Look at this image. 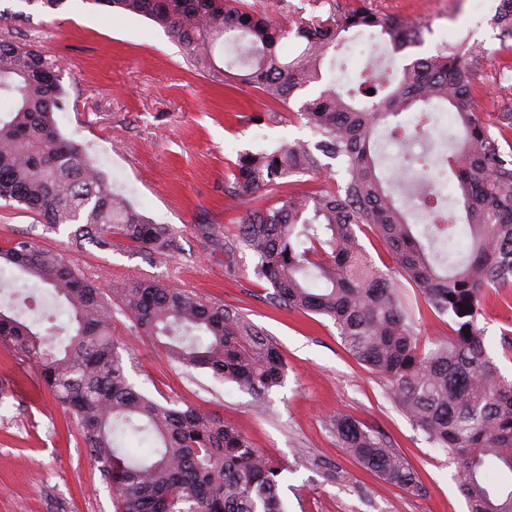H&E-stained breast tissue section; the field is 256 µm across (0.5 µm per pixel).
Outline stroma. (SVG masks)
<instances>
[{"mask_svg":"<svg viewBox=\"0 0 512 512\" xmlns=\"http://www.w3.org/2000/svg\"><path fill=\"white\" fill-rule=\"evenodd\" d=\"M373 8L423 25L419 44L394 50L387 39L362 34L325 59L322 83L297 92L298 111L322 84L353 88L362 53L384 48L394 72L413 59L437 54L459 40L487 51L477 96L487 123L512 98V50L503 46L494 16L500 0H371ZM38 46L59 58L66 96L55 118L61 133L86 155L150 222L171 227L181 250L168 256L114 246L104 252L78 246L67 232H44L38 218L0 201V245L19 236L70 254L107 288L129 279H155L238 307L272 340L287 363L282 386L263 408L234 383L167 360L147 337L131 332L122 311L112 313L130 382L147 396L197 406L221 415L252 445L284 468L280 493L286 512H468L458 474L447 454L394 403L387 382L356 361L329 319L276 308L250 261L236 254L228 275L223 244L201 235L200 225L233 234L251 209L273 203L228 195L224 180L240 153L295 141L315 143L305 123L262 126L251 113L265 109L251 87L212 85L191 70L180 47L150 20L117 17L86 0H65L57 10L38 0H0V39ZM403 291L415 310L420 344L447 339V321L427 311L416 288ZM512 324V298L487 294L480 325L484 344L502 374L512 379V346L502 331ZM37 372L0 348V512H114L112 490L86 459L78 431L44 385L27 390ZM382 435L417 475L406 491L358 465L341 448L331 425L336 413Z\"/></svg>","mask_w":512,"mask_h":512,"instance_id":"35a3bbf8","label":"stroma"}]
</instances>
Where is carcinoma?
Wrapping results in <instances>:
<instances>
[{
  "label": "carcinoma",
  "instance_id": "1",
  "mask_svg": "<svg viewBox=\"0 0 512 512\" xmlns=\"http://www.w3.org/2000/svg\"><path fill=\"white\" fill-rule=\"evenodd\" d=\"M85 2L156 23L212 84L235 79L257 89L268 109L249 116L254 124L282 119L278 108L322 79L324 60L343 33H377L397 51L422 39L421 27L365 0L347 11L335 3L327 15L287 21L247 12L239 0ZM220 39L235 49L248 42V52L237 57L243 73L217 64ZM288 40L298 47L292 57L281 51ZM483 58L474 47L443 49L405 65L394 83L362 73L347 96L333 86L320 90L292 113L317 136L315 149L295 142L247 151L224 191L262 196L322 169L321 155L339 163L342 181L282 196L246 214L230 236L207 224L200 232L224 242L229 254L248 252L252 273L272 289L275 306L333 322L351 356L384 378L404 414L448 453L469 512H512V380L488 356L479 326L487 291L512 294V106L497 116L498 134H492L476 109ZM61 71L57 59L38 49L0 40V199L25 206L49 230H69L81 246L110 250L120 239L178 253L169 226L149 222L113 193L82 146L60 132ZM433 102L447 105L463 130L444 157L470 236L469 251L458 259L437 249L454 228L442 200L422 193L428 224L419 237L408 221L409 198H395L393 177L377 172L380 128L419 108L421 129L430 120L422 107ZM367 228L388 248L394 269L378 266L361 244ZM0 265L48 286L67 304L65 339L64 327L43 334L0 307V347L34 367L68 412L88 461L112 487L115 512H284L280 463L212 411L160 403L130 383L112 336V303L120 302L134 331L153 340L169 362L210 371L262 404L284 382L286 363L260 328L221 301L159 281L129 280L108 290L77 262L26 236L0 247ZM403 280L434 316L448 317V340L429 350L420 346ZM332 427L365 468L416 489L408 463L383 438L342 413ZM128 428L152 435L151 454L123 452L118 434Z\"/></svg>",
  "mask_w": 512,
  "mask_h": 512
}]
</instances>
